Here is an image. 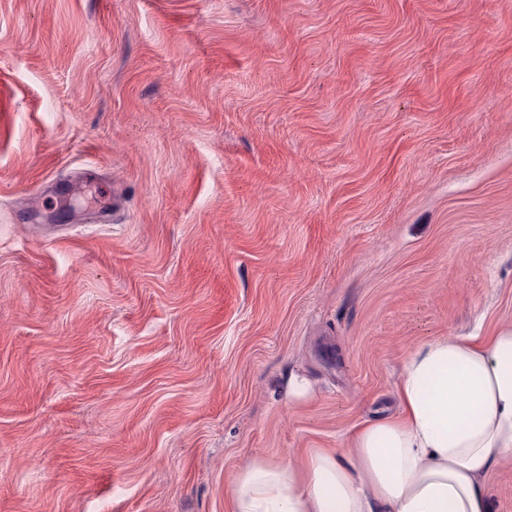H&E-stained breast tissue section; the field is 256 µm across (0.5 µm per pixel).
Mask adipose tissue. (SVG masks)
Instances as JSON below:
<instances>
[{
  "label": "adipose tissue",
  "mask_w": 512,
  "mask_h": 512,
  "mask_svg": "<svg viewBox=\"0 0 512 512\" xmlns=\"http://www.w3.org/2000/svg\"><path fill=\"white\" fill-rule=\"evenodd\" d=\"M394 393L398 413L345 447L253 460L230 512H490L483 480L512 459V327L414 347Z\"/></svg>",
  "instance_id": "ef3b65f1"
}]
</instances>
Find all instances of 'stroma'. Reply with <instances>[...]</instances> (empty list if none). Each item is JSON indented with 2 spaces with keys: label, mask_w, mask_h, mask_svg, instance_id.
Listing matches in <instances>:
<instances>
[{
  "label": "stroma",
  "mask_w": 512,
  "mask_h": 512,
  "mask_svg": "<svg viewBox=\"0 0 512 512\" xmlns=\"http://www.w3.org/2000/svg\"><path fill=\"white\" fill-rule=\"evenodd\" d=\"M509 324L512 0H0V512H228Z\"/></svg>",
  "instance_id": "1"
}]
</instances>
